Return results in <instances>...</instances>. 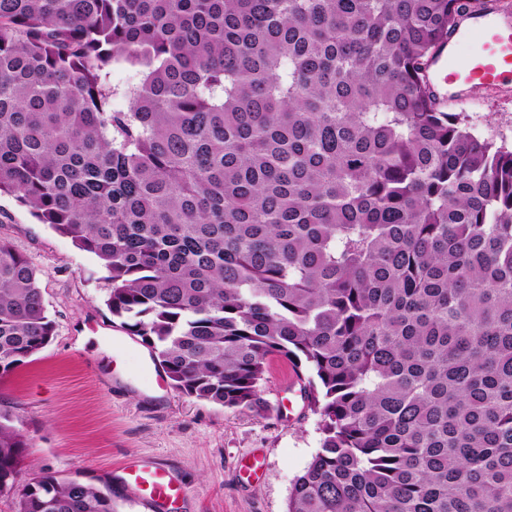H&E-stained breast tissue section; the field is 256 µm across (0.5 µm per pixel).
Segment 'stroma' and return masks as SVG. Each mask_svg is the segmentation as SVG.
I'll return each instance as SVG.
<instances>
[{"label":"stroma","mask_w":512,"mask_h":512,"mask_svg":"<svg viewBox=\"0 0 512 512\" xmlns=\"http://www.w3.org/2000/svg\"><path fill=\"white\" fill-rule=\"evenodd\" d=\"M483 136L512 145V86H468L458 106ZM0 237L40 272L51 341L0 377V411L27 446L25 478L49 471L110 487L118 512H152L122 480L132 461L171 469L192 495L168 512H286L293 483L320 448L319 417L300 392L281 386L291 364L272 360L261 383L271 411H233L156 385L152 352L123 334L105 305L106 272L71 239L40 224L12 196H0Z\"/></svg>","instance_id":"obj_1"}]
</instances>
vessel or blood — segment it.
I'll return each mask as SVG.
<instances>
[{"mask_svg":"<svg viewBox=\"0 0 512 512\" xmlns=\"http://www.w3.org/2000/svg\"><path fill=\"white\" fill-rule=\"evenodd\" d=\"M467 42L473 53L464 65L453 61L454 47ZM432 87L439 98L459 99L464 86L477 84L494 90L512 77V23L505 21L502 10L490 7L468 11L459 19L447 45L427 70ZM125 482L157 512L168 503L184 498L185 486L168 468L158 464H129L123 469Z\"/></svg>","mask_w":512,"mask_h":512,"instance_id":"1","label":"vessel or blood"}]
</instances>
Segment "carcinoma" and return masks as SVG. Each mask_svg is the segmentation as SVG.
Masks as SVG:
<instances>
[{"instance_id": "carcinoma-1", "label": "carcinoma", "mask_w": 512, "mask_h": 512, "mask_svg": "<svg viewBox=\"0 0 512 512\" xmlns=\"http://www.w3.org/2000/svg\"><path fill=\"white\" fill-rule=\"evenodd\" d=\"M485 5L0 0V194L102 263L183 394L261 415L294 366L321 446L288 512H512V147L425 76ZM53 333L0 238V376ZM26 446L0 412L17 512H115L21 480Z\"/></svg>"}]
</instances>
